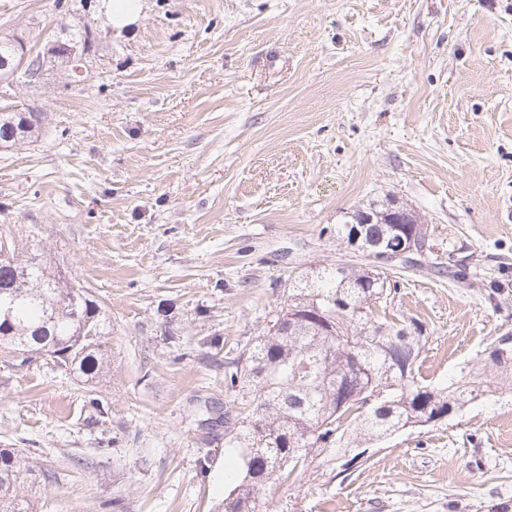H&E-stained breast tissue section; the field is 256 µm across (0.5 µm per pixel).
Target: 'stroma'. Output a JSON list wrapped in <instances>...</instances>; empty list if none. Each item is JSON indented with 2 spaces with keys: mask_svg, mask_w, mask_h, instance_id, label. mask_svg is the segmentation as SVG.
Wrapping results in <instances>:
<instances>
[{
  "mask_svg": "<svg viewBox=\"0 0 512 512\" xmlns=\"http://www.w3.org/2000/svg\"><path fill=\"white\" fill-rule=\"evenodd\" d=\"M101 67L33 88V143L0 150V225L63 259L112 321L93 383L0 352V448L29 449L37 512H224V355L267 330L288 280L361 253L338 224L398 200L427 226L393 314L423 324L429 382L487 388L369 443L365 462L269 484V512L512 507V0H146ZM57 0H0L38 46ZM466 277L448 278L447 269ZM219 338L220 347L210 344ZM110 407L90 424L87 394Z\"/></svg>",
  "mask_w": 512,
  "mask_h": 512,
  "instance_id": "35a3bbf8",
  "label": "stroma"
}]
</instances>
